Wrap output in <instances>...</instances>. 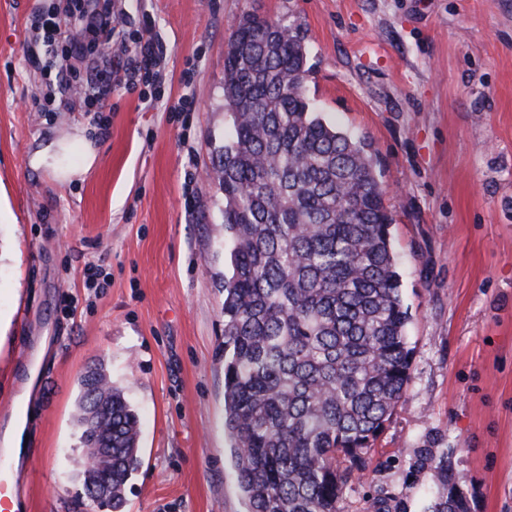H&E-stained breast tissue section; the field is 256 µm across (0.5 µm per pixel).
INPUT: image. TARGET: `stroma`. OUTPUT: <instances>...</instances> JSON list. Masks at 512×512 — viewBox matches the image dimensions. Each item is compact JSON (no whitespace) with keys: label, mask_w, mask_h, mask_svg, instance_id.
I'll return each mask as SVG.
<instances>
[{"label":"stroma","mask_w":512,"mask_h":512,"mask_svg":"<svg viewBox=\"0 0 512 512\" xmlns=\"http://www.w3.org/2000/svg\"><path fill=\"white\" fill-rule=\"evenodd\" d=\"M51 2L0 0V431L24 403L26 512H111L87 507L75 422L99 364L140 419L121 512H249L224 425V194L208 176L246 13L305 31L307 94L371 143L394 217L411 379L341 512L379 497L425 512V448L447 451L469 512H512V0H124L126 44L107 53L147 29L166 58L96 112L41 109L31 22ZM184 96L192 111H166ZM60 143L62 165L88 150L90 170L32 166Z\"/></svg>","instance_id":"35a3bbf8"}]
</instances>
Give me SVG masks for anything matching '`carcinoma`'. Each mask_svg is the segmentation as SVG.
I'll use <instances>...</instances> for the list:
<instances>
[{"mask_svg":"<svg viewBox=\"0 0 512 512\" xmlns=\"http://www.w3.org/2000/svg\"><path fill=\"white\" fill-rule=\"evenodd\" d=\"M305 32L244 14L224 50L231 137L209 175L224 192V412L250 512H339L354 472L404 398L413 348L370 144L307 95ZM92 472L112 430V509L139 466L122 389L81 380ZM444 491L427 512H469L448 454L422 449Z\"/></svg>","mask_w":512,"mask_h":512,"instance_id":"cac0c4a2","label":"carcinoma"}]
</instances>
